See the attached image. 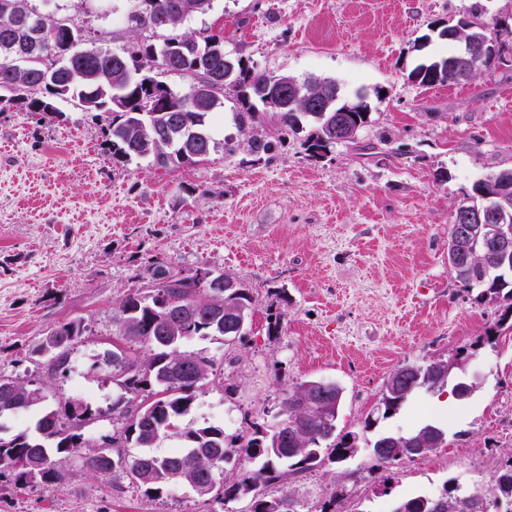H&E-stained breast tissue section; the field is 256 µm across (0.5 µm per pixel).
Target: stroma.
Returning <instances> with one entry per match:
<instances>
[{"mask_svg":"<svg viewBox=\"0 0 512 512\" xmlns=\"http://www.w3.org/2000/svg\"><path fill=\"white\" fill-rule=\"evenodd\" d=\"M473 0H215L185 22L196 39L224 38L226 52L256 71L300 79L330 78L343 96L364 91L369 119L355 142L323 158L305 155V134L257 135L274 154L250 151L232 119L227 92L212 132L235 147L194 165L156 167L149 158L113 159L106 122L63 102L60 118L0 112V372L41 375L28 349L42 333L74 317L88 332L57 397L98 406L112 385L94 377V355L117 340V300L140 287L148 262L175 270L204 266L250 288L255 311L234 346L196 337L189 351L223 370L199 393L178 427L235 421L245 432L278 400L280 384L321 379L340 385L337 434H358L360 452L298 478L306 508L344 486L345 512H392L416 494L438 495L446 480L484 486L512 459V331L494 345L503 304L477 301L448 270V226L473 184L512 168V0H482L499 20L493 33L506 63L472 80L424 88L419 64L447 56L440 32L469 17ZM38 10L73 19L87 48L130 47L126 0H32ZM279 317V336L267 334ZM470 352L479 388L465 400L415 394L395 415L367 429L384 379L412 361ZM425 423L448 429L443 448L387 475L367 468L381 432ZM190 487L147 495L117 475L67 469L63 484L17 490L0 477V512H225Z\"/></svg>","mask_w":512,"mask_h":512,"instance_id":"stroma-1","label":"stroma"}]
</instances>
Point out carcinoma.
Masks as SVG:
<instances>
[{"instance_id":"cac0c4a2","label":"carcinoma","mask_w":512,"mask_h":512,"mask_svg":"<svg viewBox=\"0 0 512 512\" xmlns=\"http://www.w3.org/2000/svg\"><path fill=\"white\" fill-rule=\"evenodd\" d=\"M127 22L136 30L164 33L163 42L139 40L131 49L115 52L107 47L82 48V29L71 19L40 12L30 0H0V112L24 107L46 119L58 118L59 100H72L83 112L111 115L108 138L115 159L146 157L159 167L205 161L217 148L210 120L224 106V93L236 95L235 121L249 136L255 153L270 154L277 141L252 135L260 123L262 94L274 87L276 75L254 72L243 58L224 51L218 35L198 42L180 31L190 17L212 9L213 0H128ZM480 70L451 52L444 61L418 65L409 75L422 86L463 83ZM180 74L189 88H211L195 100L179 92L162 77ZM331 107L345 111L357 128L367 123L365 96L344 100L336 82L308 79L294 101H285L271 121L280 131L298 134L310 121L314 130L305 141L310 158L324 157L336 141L322 137L324 130L306 115L307 104L321 97ZM448 268L455 281L478 298L508 301L512 314V289L496 270V260L475 245L468 260L454 258V225L448 227ZM202 268L172 272L162 260L146 271L147 286L123 295L114 308L120 345L100 354L91 370L119 388L106 408L81 397L48 404L47 385L35 380L0 374V418L16 413H36L33 427L0 434V475L13 476L14 487L32 483L48 488L60 484L66 467L79 463L94 475L120 473L133 487L149 494L163 486L181 483L201 498L224 502L248 500L245 512H271L269 504L293 499L290 485L298 475L326 464L355 457L358 437L350 432L336 438V421L343 390L334 386L336 404L328 413L315 406L313 392L321 380L286 384L274 405L273 422H253L248 434L229 435L219 425L186 426L176 422L189 415L198 393L221 365L200 353L181 349L194 336H220L232 345L243 336L255 310L250 289L238 284L224 287L222 273L210 280ZM87 333L83 318L75 317L46 330L31 346L29 355L48 377L65 374L71 352ZM469 353H456L439 361L400 366L385 379L378 409L397 413L420 390L451 388L458 398L471 396L476 387L465 376ZM112 419L107 446L85 436L87 425L99 418ZM428 430L446 436L442 427L426 423L407 432L384 433L371 447L370 471H386L408 459L407 452ZM288 435L289 453L276 446V437ZM165 437H176L177 450L156 454L153 448ZM140 452L130 453L128 449ZM479 504L475 512H512V459L496 468L487 487L478 490L455 480L445 483L436 497L416 495L399 500L392 512H422L435 500Z\"/></svg>"}]
</instances>
